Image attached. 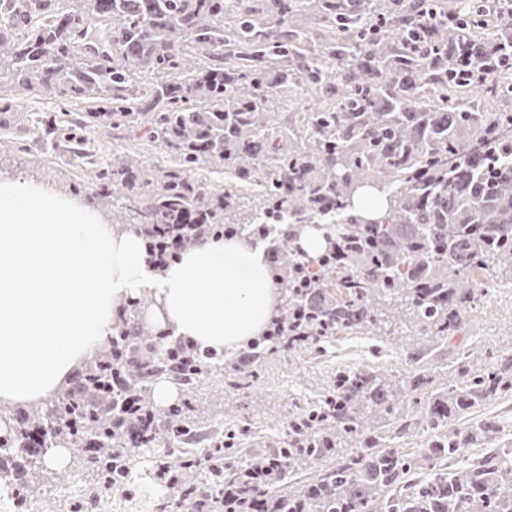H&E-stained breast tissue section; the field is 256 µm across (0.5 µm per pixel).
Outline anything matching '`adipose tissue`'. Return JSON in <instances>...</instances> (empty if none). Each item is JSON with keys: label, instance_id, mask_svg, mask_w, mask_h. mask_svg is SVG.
<instances>
[{"label": "adipose tissue", "instance_id": "1", "mask_svg": "<svg viewBox=\"0 0 512 512\" xmlns=\"http://www.w3.org/2000/svg\"><path fill=\"white\" fill-rule=\"evenodd\" d=\"M147 294L152 319L232 355L278 303L263 251L209 238L155 270L139 237L76 197L0 180V407L42 404L112 333L119 305Z\"/></svg>", "mask_w": 512, "mask_h": 512}]
</instances>
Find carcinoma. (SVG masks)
Segmentation results:
<instances>
[{
	"mask_svg": "<svg viewBox=\"0 0 512 512\" xmlns=\"http://www.w3.org/2000/svg\"><path fill=\"white\" fill-rule=\"evenodd\" d=\"M0 0V84L69 108L50 114L40 138L62 135L64 116L87 135L145 128L171 159L135 154L96 166L89 200L112 199V224L152 253L191 225L188 242L246 235L271 244L280 301L262 336L246 343L229 381L245 389L251 364L274 353H322L345 336H377L378 300L405 311L417 334L446 340L484 282L512 280V0ZM313 22L318 38L308 41ZM335 97L333 106L282 112L287 95ZM224 173L215 189L202 173ZM373 196L367 218L361 197ZM338 219L312 256L298 241L316 216ZM124 305L120 329L68 388L41 408L0 414V474L15 467L14 512L30 509L42 460L29 450L37 422L93 477L90 493L121 487L135 448H155L197 427L201 386L224 356L161 329ZM411 391L374 369L338 368L325 392L288 424L281 451L230 464L226 441L206 461L160 463L188 512H216L224 484L232 512H512V446L494 421L468 418L512 395V354L493 364L462 352L452 370L420 369ZM166 377L185 398L153 405ZM109 397L103 415L83 391ZM138 395L147 424L128 413ZM424 433L415 453L403 440ZM345 440L359 444L344 455ZM488 448L463 469L448 462ZM325 463L314 479L289 475Z\"/></svg>",
	"mask_w": 512,
	"mask_h": 512,
	"instance_id": "obj_1",
	"label": "carcinoma"
}]
</instances>
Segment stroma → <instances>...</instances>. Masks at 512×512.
<instances>
[{"instance_id":"1","label":"stroma","mask_w":512,"mask_h":512,"mask_svg":"<svg viewBox=\"0 0 512 512\" xmlns=\"http://www.w3.org/2000/svg\"><path fill=\"white\" fill-rule=\"evenodd\" d=\"M54 103L44 99L13 97L10 110L0 109V173L40 181L81 197L90 190L87 174L90 165L78 159L75 146L67 141L36 142L31 131L42 113L54 110ZM140 154L151 163L162 165L167 156L158 147L141 138L118 141L109 137L94 139L92 150L95 163L111 162L115 148ZM463 329L445 343L439 354L443 360L456 358L463 350L478 349L494 353L512 351V288L488 290L467 308L462 316ZM382 342V351H374L375 342ZM427 337L407 328L404 320L394 319L389 335L382 339L338 338L328 355L318 359L291 360L274 357L257 363L258 379L252 389L236 391L228 388L227 375L214 376L207 384L214 396L205 407L190 443L191 452L204 454L213 438L220 435L228 423L251 416L257 428L246 444L247 453L267 450L288 427L291 417L301 407L318 398V388L326 372L338 367L373 368L396 380L406 377L404 352L428 346ZM158 452H138V471L153 488L160 492L147 508H139V494L113 491L112 512H172L169 503L174 495L157 467Z\"/></svg>"}]
</instances>
